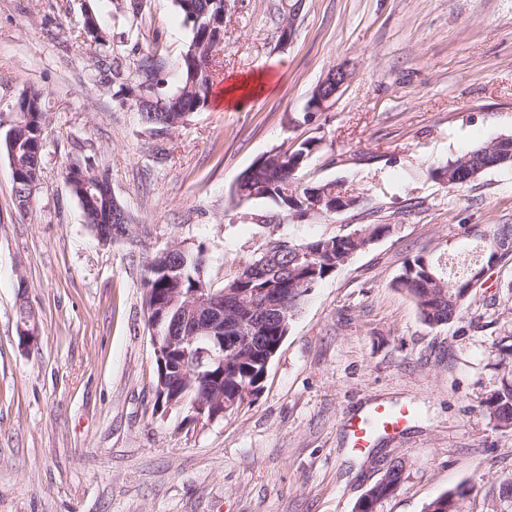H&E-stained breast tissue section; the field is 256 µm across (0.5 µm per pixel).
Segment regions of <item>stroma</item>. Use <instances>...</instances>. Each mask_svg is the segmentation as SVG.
<instances>
[{"label": "stroma", "instance_id": "stroma-1", "mask_svg": "<svg viewBox=\"0 0 512 512\" xmlns=\"http://www.w3.org/2000/svg\"><path fill=\"white\" fill-rule=\"evenodd\" d=\"M115 6L0 0V512H353L396 457L406 480L378 512H423L459 485L474 489L470 512H494L486 492L512 479V431L494 429L478 403L501 380L512 263L435 328L393 282L418 254L458 273L477 245L464 226L512 224V168L459 190L432 175L512 134V0H227L209 101L163 135L100 76L84 11L109 31L110 55L157 52L171 90L190 30L173 0H142L136 16ZM338 65L348 82L308 112ZM259 73L265 91L220 103ZM32 85L45 91L48 127L23 211L3 142ZM303 140L316 147L301 181L334 182L354 206L299 218L231 204L258 157ZM76 155L107 171L135 218L131 239L104 246L87 227L62 177ZM359 224L392 232L312 289L257 395L203 425L187 424V408H157L148 258L204 246L218 282L270 232L308 241ZM22 298L35 314L30 340ZM377 404L416 415L356 453L347 422Z\"/></svg>", "mask_w": 512, "mask_h": 512}]
</instances>
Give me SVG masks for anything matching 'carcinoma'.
Returning <instances> with one entry per match:
<instances>
[{"instance_id": "carcinoma-1", "label": "carcinoma", "mask_w": 512, "mask_h": 512, "mask_svg": "<svg viewBox=\"0 0 512 512\" xmlns=\"http://www.w3.org/2000/svg\"><path fill=\"white\" fill-rule=\"evenodd\" d=\"M174 5L191 31V40L183 57L180 85L176 90L164 88L161 65L150 56L135 58L128 63L114 57L105 63L106 80L119 84L123 102L133 105L138 99L143 101L144 108L139 110L141 121L157 132L182 126L183 114L195 112L207 104L213 85V59L219 51L218 45L213 43V32L208 30V25L214 20L224 19L225 12L224 0H174ZM18 121L20 127L16 130L13 148L20 160L31 165L43 159L47 112L42 89L30 87L22 93L18 99ZM502 145L507 150H496L489 143L479 146L449 161L446 169H434L432 175L439 178L441 172H446L448 187L456 188L476 180L489 170L512 166V152L508 151L512 142L506 140ZM314 148L313 141L304 140L291 150H270L267 152L269 158L265 161L256 159L249 166L253 174L238 179L232 186L231 203L239 206L268 201L304 217L312 213L306 201L316 196L324 200L321 212L327 213L336 208L341 196L336 184L302 183L297 177L298 171L308 163ZM72 195L82 207L86 224L95 223L102 208L95 198L96 192L91 190L83 193L75 189ZM391 229L390 224H359L348 233L305 242L271 232L253 261L268 254L272 264H265L257 270L252 261H248L224 279L217 291L236 289L249 294L251 300H260L267 293L277 294L288 304V316L292 318L315 285L347 265L364 244L390 234ZM464 233L483 243L484 262L497 265L512 262V248L498 253L493 251L498 241L512 238V224L474 225L464 229ZM185 258L180 284L182 295L186 297L203 286L214 287L204 273V248L200 245L186 248ZM156 265L158 259L154 258L152 265L147 267L144 281L149 306L168 287L165 276L156 271ZM471 277L470 269L459 276L445 275L429 257L418 254L406 262L394 287L411 297L422 322L434 328L444 326L460 315L472 292ZM287 333L288 328L276 322H270L258 331V335L265 337L264 344L269 347L277 345ZM497 365L503 371L504 378L499 386L485 394L478 407L494 428L512 431V379L506 378L512 373V343L498 346ZM262 373L263 366L252 356L241 351L236 354L224 353V412L233 411L250 393L256 394L261 390L259 381ZM405 472L404 460H390L389 469L366 490L357 502L356 509L359 512H377L379 503L402 486L406 479ZM472 493L473 488L464 485L448 489L427 503L424 512H468Z\"/></svg>"}]
</instances>
